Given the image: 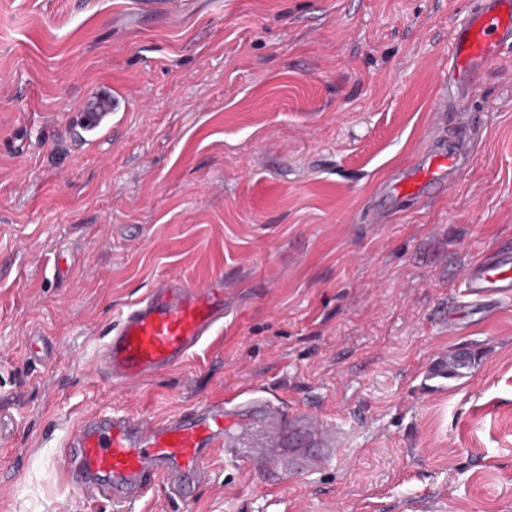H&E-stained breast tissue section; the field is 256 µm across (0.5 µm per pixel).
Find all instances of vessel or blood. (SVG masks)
<instances>
[{
	"label": "vessel or blood",
	"instance_id": "b4317fda",
	"mask_svg": "<svg viewBox=\"0 0 512 512\" xmlns=\"http://www.w3.org/2000/svg\"><path fill=\"white\" fill-rule=\"evenodd\" d=\"M511 50L512 0H478L454 30L449 83L466 93L489 63ZM470 161L466 138L433 140L384 187L385 201L439 193L463 175ZM465 288L476 300L512 294V252L472 262ZM223 319V280L196 285L179 277L160 279L121 309L97 354L95 371L106 382L139 386L181 366ZM474 366L469 351L442 352L424 375L439 384L466 383ZM345 445L340 427L246 390L159 421L118 411L92 415L70 431L56 461L88 500L120 504L136 501L157 483L185 497L207 478L209 462L219 451L274 489L324 468Z\"/></svg>",
	"mask_w": 512,
	"mask_h": 512
}]
</instances>
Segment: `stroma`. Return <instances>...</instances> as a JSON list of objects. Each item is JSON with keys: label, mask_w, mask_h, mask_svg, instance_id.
<instances>
[{"label": "stroma", "mask_w": 512, "mask_h": 512, "mask_svg": "<svg viewBox=\"0 0 512 512\" xmlns=\"http://www.w3.org/2000/svg\"><path fill=\"white\" fill-rule=\"evenodd\" d=\"M466 0H0V512H512V53L459 102L472 161L365 221L451 133L436 105ZM111 94L112 128L80 126ZM71 262L66 278L57 254ZM224 279V324L132 389L91 371L124 305ZM476 352L448 389L422 367ZM253 388L350 433L268 491L223 457L189 498L85 500L54 458L87 415L160 419ZM466 295L495 300L512 293V252L498 251L472 262L465 273Z\"/></svg>", "instance_id": "obj_1"}]
</instances>
